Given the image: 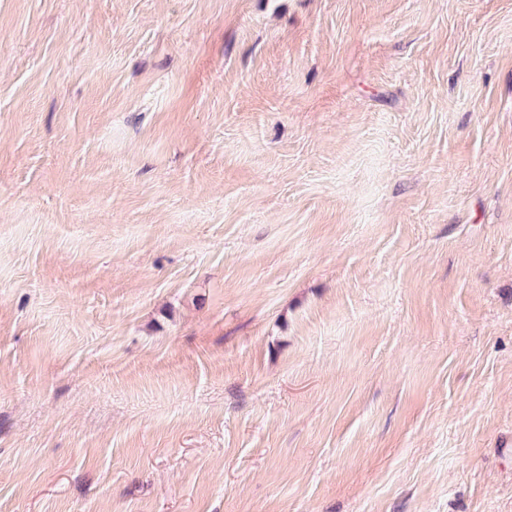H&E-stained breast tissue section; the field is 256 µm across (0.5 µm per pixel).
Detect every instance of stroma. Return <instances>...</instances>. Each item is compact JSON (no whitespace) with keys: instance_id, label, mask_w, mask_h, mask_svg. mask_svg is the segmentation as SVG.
<instances>
[{"instance_id":"stroma-1","label":"stroma","mask_w":512,"mask_h":512,"mask_svg":"<svg viewBox=\"0 0 512 512\" xmlns=\"http://www.w3.org/2000/svg\"><path fill=\"white\" fill-rule=\"evenodd\" d=\"M0 512H512V0H0Z\"/></svg>"}]
</instances>
